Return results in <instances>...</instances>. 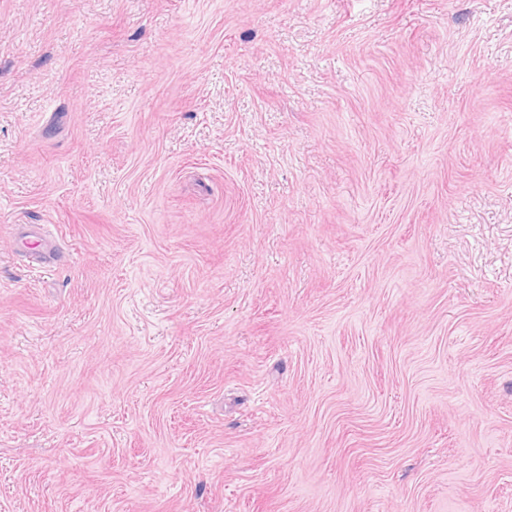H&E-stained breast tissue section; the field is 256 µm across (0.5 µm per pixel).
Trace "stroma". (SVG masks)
<instances>
[{
	"mask_svg": "<svg viewBox=\"0 0 512 512\" xmlns=\"http://www.w3.org/2000/svg\"><path fill=\"white\" fill-rule=\"evenodd\" d=\"M0 512H512V0H0Z\"/></svg>",
	"mask_w": 512,
	"mask_h": 512,
	"instance_id": "stroma-1",
	"label": "stroma"
}]
</instances>
